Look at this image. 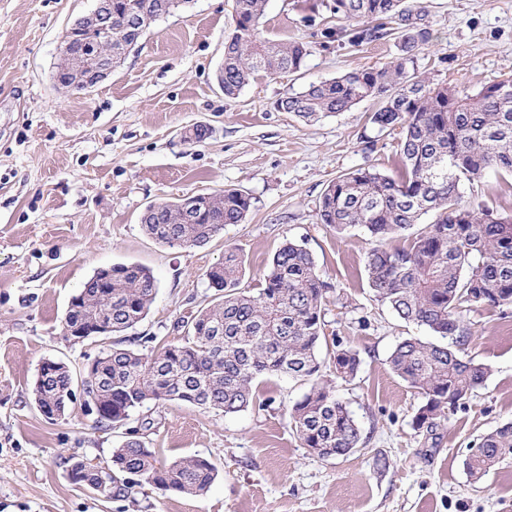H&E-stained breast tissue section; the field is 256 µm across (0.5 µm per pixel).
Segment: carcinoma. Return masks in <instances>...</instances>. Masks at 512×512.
Wrapping results in <instances>:
<instances>
[{
    "mask_svg": "<svg viewBox=\"0 0 512 512\" xmlns=\"http://www.w3.org/2000/svg\"><path fill=\"white\" fill-rule=\"evenodd\" d=\"M166 0H112V45L126 40L125 18L133 16L147 29L168 14ZM268 0H233L234 30L224 40V72L219 86L237 97L256 77L276 78L300 70L308 56L302 41H271L260 29ZM406 0H326L337 25L324 37L336 46L360 47L394 36L400 53L383 66L347 72L311 83L277 101V108L306 122L346 112L368 98L378 102L369 123L378 132L400 130L399 170L387 174L368 164L336 177L318 206L320 223L336 233H368L377 245L365 262L368 287L376 301L400 319L425 328L438 342L419 337L400 341L387 363L394 374L422 398L411 425L426 439L448 413L466 406L484 385L489 368L465 353L472 336L467 313L477 306L512 305V215L462 200L460 187L490 172L512 175V77L470 95L447 85L432 86L417 75L414 50L430 43L421 24L422 6ZM94 43L98 32L89 24L67 29L63 41ZM56 80L71 91V69L58 63ZM194 221L185 224L178 199L152 205L143 227L154 240L170 246L195 247L210 242L226 224L242 223L251 198L236 189L194 197ZM433 220L418 227L423 216ZM407 236L406 247L388 250L383 241ZM245 267L235 250L206 271L209 286L220 293L216 304L180 321L184 336L164 345L148 359L116 341L95 359L103 378L96 388L81 379L83 404L103 411L97 425L114 430L148 404L180 402L226 416L246 410L255 383L287 376L311 384L289 413L302 447L320 458L346 456L363 444L361 430L348 405L320 382L324 362L319 350L326 340L324 299L328 285L315 258L304 246L284 243L270 259L257 292L242 286ZM151 271L136 263H117L98 270L75 295L64 318L66 332L85 340L100 332L95 318L112 306L111 339L143 320L154 301ZM330 360L336 377L354 378L359 354L333 343ZM43 379L32 389L42 414H67L77 401L74 376L58 360L41 364ZM512 460V423L499 426L474 444L465 460L472 483L479 485L501 463ZM84 461L70 466L73 481L123 500L145 482L163 493L202 495L217 476L204 457L157 465L155 451L130 436L112 449L109 460L83 473Z\"/></svg>",
    "mask_w": 512,
    "mask_h": 512,
    "instance_id": "carcinoma-1",
    "label": "carcinoma"
}]
</instances>
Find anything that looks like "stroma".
Instances as JSON below:
<instances>
[{
    "mask_svg": "<svg viewBox=\"0 0 512 512\" xmlns=\"http://www.w3.org/2000/svg\"><path fill=\"white\" fill-rule=\"evenodd\" d=\"M305 0H269L262 31L297 39L310 53L300 71L262 78L225 98L215 73L231 32L233 0H192L151 24L120 67L88 94L59 86L55 70L67 28L95 0H0V512H512V460L481 485L464 460L484 433L512 422V306L473 308L467 346L490 374L464 408L424 446L411 419L421 397L389 368L403 338H427L377 302L364 272L375 242L361 230L339 234L318 220L329 182L370 163L398 170L397 132L377 136L375 103L305 123L276 102L312 82L379 67L399 52L397 39L354 48L325 46L329 13L313 16ZM422 5L434 40L416 53L421 76L470 94L512 75V0H407ZM197 125L200 143L187 142ZM228 188L249 194L243 223L200 247H170L147 236V206L181 195ZM464 200L512 211V177L464 183ZM304 245L322 279L327 336L358 351L350 381L325 367L323 379L346 402L367 439L345 457L320 458L302 448L289 411L307 385L288 378L258 381L254 403L227 416L182 403L147 405L133 414L160 463L209 459L218 475L202 496L136 489L126 500L71 481L69 459H109L123 430L96 427L74 407L52 422L35 407L42 362H65L83 374L104 345L67 339L71 298L97 269L137 263L154 275L156 296L128 336L150 354L152 339L174 342L183 317L212 305L205 273L236 250L245 286L258 288L285 242ZM149 428H142V421ZM127 428V429H128Z\"/></svg>",
    "mask_w": 512,
    "mask_h": 512,
    "instance_id": "35a3bbf8",
    "label": "stroma"
}]
</instances>
